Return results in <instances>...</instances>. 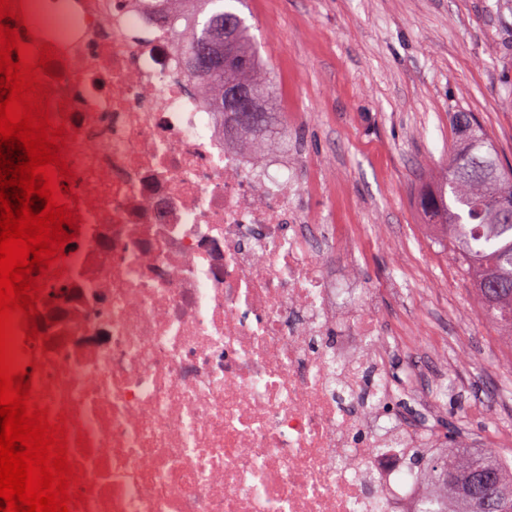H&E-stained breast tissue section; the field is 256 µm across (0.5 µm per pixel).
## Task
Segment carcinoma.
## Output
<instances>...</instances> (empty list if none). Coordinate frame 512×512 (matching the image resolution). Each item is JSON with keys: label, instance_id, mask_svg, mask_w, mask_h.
I'll use <instances>...</instances> for the list:
<instances>
[{"label": "carcinoma", "instance_id": "cac0c4a2", "mask_svg": "<svg viewBox=\"0 0 512 512\" xmlns=\"http://www.w3.org/2000/svg\"><path fill=\"white\" fill-rule=\"evenodd\" d=\"M195 16L186 34V75L189 84L204 83L216 91L214 108L224 111V92L239 88L252 94L264 119L243 127L229 118L224 134L231 140L261 148L283 131L277 120L273 86L263 72L260 50L246 23L224 0H187ZM234 26L224 36V21ZM428 224H441L464 271L472 278L484 315L512 339V168L503 165L493 140L476 115L456 116L455 145L448 167L419 198ZM452 471L449 480L443 469ZM486 470L494 477L498 512H512V463L490 454L460 452L455 436L432 461L417 458L416 474L444 484L454 494L455 512H474L469 495L471 475Z\"/></svg>", "mask_w": 512, "mask_h": 512}]
</instances>
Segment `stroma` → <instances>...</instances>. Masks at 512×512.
I'll use <instances>...</instances> for the list:
<instances>
[{"label": "stroma", "mask_w": 512, "mask_h": 512, "mask_svg": "<svg viewBox=\"0 0 512 512\" xmlns=\"http://www.w3.org/2000/svg\"><path fill=\"white\" fill-rule=\"evenodd\" d=\"M276 105L312 167L299 202L336 227L323 259L337 287L360 288L381 330L433 324L429 349L452 352L453 393L436 424L511 458L494 427L512 398V344L482 317L472 279L418 195L453 147L452 118L472 112L512 164V0H244Z\"/></svg>", "instance_id": "obj_1"}]
</instances>
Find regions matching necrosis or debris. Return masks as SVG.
Here are the masks:
<instances>
[{
    "instance_id": "4bbe7bcc",
    "label": "necrosis or debris",
    "mask_w": 512,
    "mask_h": 512,
    "mask_svg": "<svg viewBox=\"0 0 512 512\" xmlns=\"http://www.w3.org/2000/svg\"><path fill=\"white\" fill-rule=\"evenodd\" d=\"M56 47L79 234L48 279L58 350L33 393L67 416L78 512H419L441 498L408 468L453 384L385 366L405 345L342 314L284 150L224 139L211 93L186 89L189 10L154 0H23ZM54 308H47L46 300ZM342 326L352 342L336 348ZM412 420L391 412L397 398ZM88 450H80L79 438Z\"/></svg>"
}]
</instances>
